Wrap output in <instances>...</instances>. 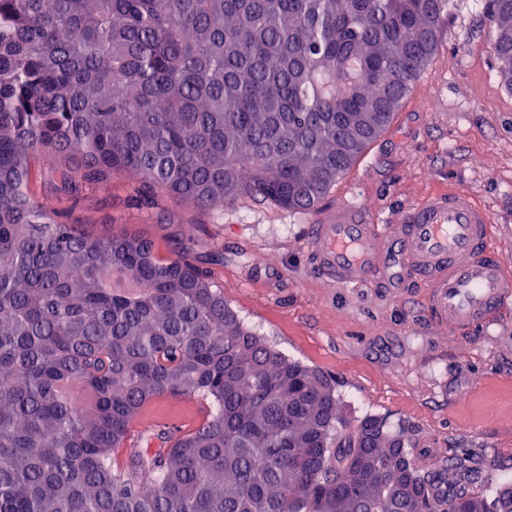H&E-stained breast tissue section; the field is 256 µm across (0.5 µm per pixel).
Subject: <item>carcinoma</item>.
Here are the masks:
<instances>
[{"instance_id": "obj_1", "label": "carcinoma", "mask_w": 512, "mask_h": 512, "mask_svg": "<svg viewBox=\"0 0 512 512\" xmlns=\"http://www.w3.org/2000/svg\"><path fill=\"white\" fill-rule=\"evenodd\" d=\"M453 0H0V512H512L455 455L340 419L334 381L163 256L54 203L128 178L311 212L392 125ZM512 76V0H487ZM50 191L31 189V161ZM164 397L206 403L134 432Z\"/></svg>"}]
</instances>
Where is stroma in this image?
<instances>
[{
  "label": "stroma",
  "mask_w": 512,
  "mask_h": 512,
  "mask_svg": "<svg viewBox=\"0 0 512 512\" xmlns=\"http://www.w3.org/2000/svg\"><path fill=\"white\" fill-rule=\"evenodd\" d=\"M481 0H456L437 51L412 89L427 111L403 107L323 199L365 208L383 224L426 199L469 191L494 213L491 243L512 264V87L499 73ZM127 180L86 194L72 217L96 233L113 225L173 248L166 222L191 224L200 254L223 252L213 271L224 300L288 358L336 382L347 419H386L430 465L467 450L498 460L512 481V315L454 336L434 329L422 288L393 298L334 286L306 251L312 214L241 199L216 216L169 200L153 219L129 200Z\"/></svg>",
  "instance_id": "1"
}]
</instances>
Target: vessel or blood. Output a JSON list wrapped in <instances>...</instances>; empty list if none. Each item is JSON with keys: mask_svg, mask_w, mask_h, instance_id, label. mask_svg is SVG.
Wrapping results in <instances>:
<instances>
[{"mask_svg": "<svg viewBox=\"0 0 512 512\" xmlns=\"http://www.w3.org/2000/svg\"><path fill=\"white\" fill-rule=\"evenodd\" d=\"M493 222L490 208L464 190L429 198L386 224L367 223L360 207L340 202L309 225L307 249L338 286L397 295L418 278L435 326L463 335L512 310V266L491 243Z\"/></svg>", "mask_w": 512, "mask_h": 512, "instance_id": "obj_1", "label": "vessel or blood"}]
</instances>
